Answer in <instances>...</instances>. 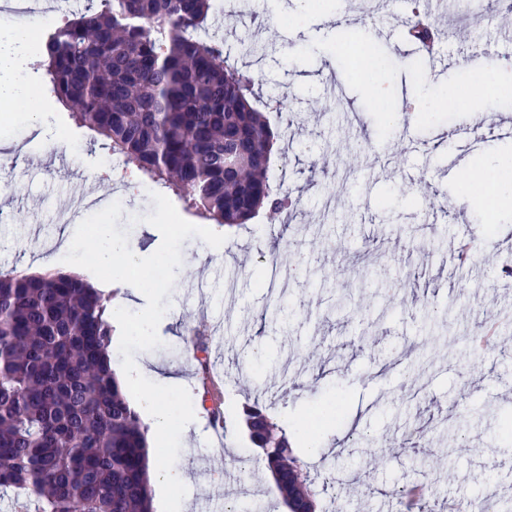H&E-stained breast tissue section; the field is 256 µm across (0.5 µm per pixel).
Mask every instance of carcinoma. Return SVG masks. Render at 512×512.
Wrapping results in <instances>:
<instances>
[{"mask_svg":"<svg viewBox=\"0 0 512 512\" xmlns=\"http://www.w3.org/2000/svg\"><path fill=\"white\" fill-rule=\"evenodd\" d=\"M210 0H86L41 49L50 92L122 161L203 218L233 227L280 213L277 135L252 72L208 33ZM420 45L454 32L409 19ZM112 295L75 273L0 272V500L12 512H152L146 428L112 372ZM200 369L209 347L192 331ZM289 512L314 493L266 407H243Z\"/></svg>","mask_w":512,"mask_h":512,"instance_id":"carcinoma-1","label":"carcinoma"}]
</instances>
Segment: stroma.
<instances>
[{
	"mask_svg": "<svg viewBox=\"0 0 512 512\" xmlns=\"http://www.w3.org/2000/svg\"><path fill=\"white\" fill-rule=\"evenodd\" d=\"M364 0H216L211 19L232 58L242 44L264 47L252 69L262 97L280 102L269 113L284 130L272 156L274 171L300 200L296 227L258 215L243 228L224 229L185 210L182 201L136 168L105 171L108 150L77 127L51 96L45 74L26 80L43 97L49 119L24 103L0 105V168L9 189L0 194V270L72 271L106 278L109 266L80 244L60 245L62 215L72 185L96 188L103 210L76 218L83 237L109 225L114 238L134 243L145 263L133 270L144 288L138 307L154 314L147 334L130 330L111 345L119 360H152L178 368L186 385L161 386L173 412L200 400L202 377L188 330L212 335L209 360L228 380L221 429L204 418L181 447L180 428L160 450L191 480L187 512H288L256 449L244 434L242 408L256 399L307 418L286 431L320 507L341 501L343 512H398L397 491L430 482L429 501L448 512L449 500L481 496L494 485L512 507V295L496 269L512 263V190L492 231L485 207L463 176L489 158L475 151L456 168L448 155L455 131L476 119L512 117V97H476L448 112L427 109L448 86L470 82L458 59L464 44L446 40L426 52L405 37L414 0H401L391 18L366 15ZM444 27L476 33L491 58H511L499 30L512 11L480 0L465 15H440ZM381 44L364 64L381 73L383 98L336 52L342 39ZM403 115L390 125L387 112ZM356 147L357 161L347 160ZM64 153L68 169L33 170L31 159ZM476 241V273L450 258L453 239ZM288 262L270 263V249L288 247ZM222 257H214L216 245ZM178 251L181 264L169 266ZM504 339L472 354L468 338L485 316ZM338 402L333 423L316 410ZM324 440L328 453L307 457L303 436ZM381 457L379 468L368 465Z\"/></svg>",
	"mask_w": 512,
	"mask_h": 512,
	"instance_id": "stroma-1",
	"label": "stroma"
}]
</instances>
